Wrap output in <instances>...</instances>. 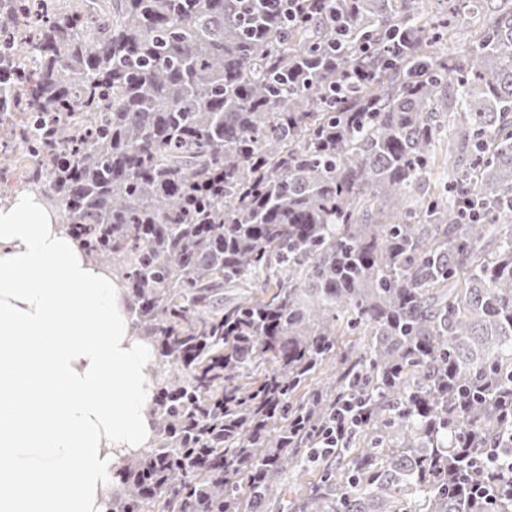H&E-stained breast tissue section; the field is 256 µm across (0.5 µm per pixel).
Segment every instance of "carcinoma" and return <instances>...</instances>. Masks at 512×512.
I'll use <instances>...</instances> for the list:
<instances>
[{
  "label": "carcinoma",
  "mask_w": 512,
  "mask_h": 512,
  "mask_svg": "<svg viewBox=\"0 0 512 512\" xmlns=\"http://www.w3.org/2000/svg\"><path fill=\"white\" fill-rule=\"evenodd\" d=\"M294 2L0 0V180L159 348L160 439L112 512H280L311 466L291 512H512L469 479L512 456V0ZM451 120L460 169L420 195Z\"/></svg>",
  "instance_id": "cac0c4a2"
}]
</instances>
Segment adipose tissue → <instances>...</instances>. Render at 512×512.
I'll use <instances>...</instances> for the list:
<instances>
[{
    "label": "adipose tissue",
    "instance_id": "adipose-tissue-1",
    "mask_svg": "<svg viewBox=\"0 0 512 512\" xmlns=\"http://www.w3.org/2000/svg\"><path fill=\"white\" fill-rule=\"evenodd\" d=\"M156 364L121 279L33 192L0 200V512H106L155 439Z\"/></svg>",
    "mask_w": 512,
    "mask_h": 512
}]
</instances>
